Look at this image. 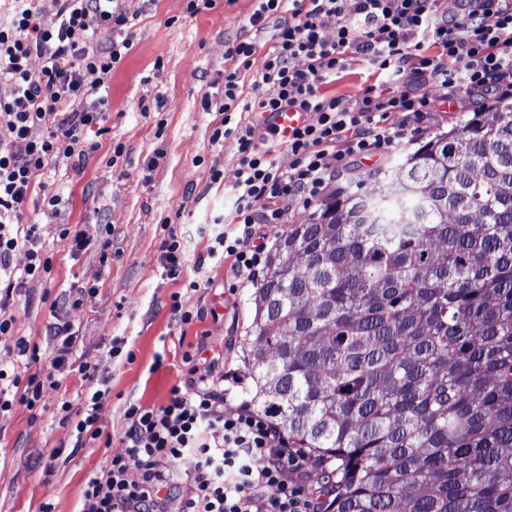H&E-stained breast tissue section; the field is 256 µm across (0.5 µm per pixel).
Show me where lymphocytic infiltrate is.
I'll return each mask as SVG.
<instances>
[{
    "mask_svg": "<svg viewBox=\"0 0 512 512\" xmlns=\"http://www.w3.org/2000/svg\"><path fill=\"white\" fill-rule=\"evenodd\" d=\"M54 3L49 23L35 0H11L0 18V82L12 87L10 98L0 99V123L13 135L11 145L0 146V335L14 322L6 314L13 291L50 272L38 226L25 223L23 211L37 190L43 214L56 219L62 198L36 178L51 163L80 171L100 150L85 132L105 122L100 91L133 45L129 19L113 0ZM271 18L279 22L272 51L258 61L252 42L233 44L227 55L238 66L224 73L222 100L202 101L219 117L212 144L229 136L239 143L236 224L216 233L209 254L231 259L251 283L265 254L259 225L282 223L294 206L322 200L337 161L354 163L411 140V119H425L436 95L484 105L512 97V0H458L452 16L439 0H257L251 25ZM328 18L336 21L330 36ZM356 64L382 74L381 88H367L359 100L323 93L324 84ZM251 67L254 95L246 103L240 78ZM288 108L310 118L286 140L291 162L284 169L266 138L238 116ZM392 113L397 122H388ZM38 127L43 136H34ZM20 248L28 262L18 273L12 256ZM64 362L55 358L53 371ZM53 371L0 370V411H36ZM243 383V375L217 361L207 375L190 370L165 404L130 405L125 451L90 474L80 512H318L307 487L316 463L311 450L248 402L225 414V400ZM103 397L97 389L81 403L61 405L77 445L101 438ZM172 460L186 462L185 471L169 468Z\"/></svg>",
    "mask_w": 512,
    "mask_h": 512,
    "instance_id": "obj_1",
    "label": "lymphocytic infiltrate"
}]
</instances>
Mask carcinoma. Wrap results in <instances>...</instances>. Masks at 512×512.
Masks as SVG:
<instances>
[{
  "instance_id": "obj_1",
  "label": "carcinoma",
  "mask_w": 512,
  "mask_h": 512,
  "mask_svg": "<svg viewBox=\"0 0 512 512\" xmlns=\"http://www.w3.org/2000/svg\"><path fill=\"white\" fill-rule=\"evenodd\" d=\"M254 305L264 412L336 461L324 512H512V103L348 179Z\"/></svg>"
}]
</instances>
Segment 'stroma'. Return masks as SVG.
Listing matches in <instances>:
<instances>
[{
  "label": "stroma",
  "mask_w": 512,
  "mask_h": 512,
  "mask_svg": "<svg viewBox=\"0 0 512 512\" xmlns=\"http://www.w3.org/2000/svg\"><path fill=\"white\" fill-rule=\"evenodd\" d=\"M186 0H120L135 23L132 49L113 69L108 91L106 133L86 137L102 150L90 155L81 174L50 168L53 184L69 207L63 220L27 210L38 222L41 247L52 261L50 278L28 282L10 300L15 322L0 335V368L19 365L16 342L36 343L44 364L59 355L56 384L45 385L43 413L23 408L0 413V512H77L85 481L107 457L122 453L129 405H160L187 371L182 353L203 342L223 350L227 367L244 374V393L224 405L234 413L240 400L258 403L250 379L245 336L254 318L253 289L239 287L230 261L207 259L215 224L230 225L236 203L231 187L239 155L235 137L215 145L210 136L215 113L201 100L224 95V72L233 68L229 45L253 42L258 55L275 44L273 24L252 26L255 0H233L196 15ZM122 145L109 154L110 145ZM223 172L211 183L210 166ZM105 224L112 256L101 261L95 248L75 251L61 238L62 224ZM185 239L187 250L177 275H170L162 251L168 235ZM199 290H189L190 282ZM205 311L191 325L176 321L171 296ZM82 297L79 311L70 303ZM71 325L73 344L63 352L59 327ZM126 339L132 359L111 358L112 339ZM91 368L83 380L80 366ZM104 390L101 422L110 443L74 445L70 426L58 414L63 401Z\"/></svg>",
  "instance_id": "1"
}]
</instances>
